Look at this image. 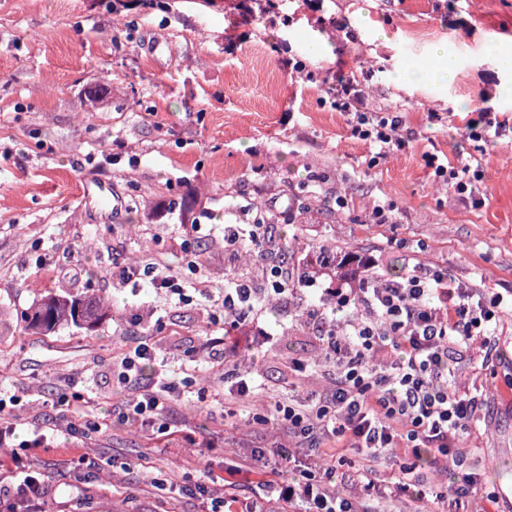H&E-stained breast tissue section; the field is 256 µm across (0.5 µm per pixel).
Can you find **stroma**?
<instances>
[{"label": "stroma", "mask_w": 512, "mask_h": 512, "mask_svg": "<svg viewBox=\"0 0 512 512\" xmlns=\"http://www.w3.org/2000/svg\"><path fill=\"white\" fill-rule=\"evenodd\" d=\"M275 2L255 17L235 0H0V308L16 315L50 291L111 306L92 329L0 330V390L22 398L10 409L18 440L37 420L65 430L69 418L52 404L79 393L87 421L101 426L76 444L61 436L28 450L50 491L45 512H198L190 487L221 490L229 473L243 501L261 492L258 472L279 446L301 467L326 466L262 421L278 397L336 381L332 364L314 365L321 292L285 293L249 336L225 339L215 301L247 276L225 225L262 217L274 238L373 257L378 279L430 266L486 296H512V75L495 64L512 54V0H319L315 12ZM320 35L330 53L307 59L305 41ZM436 45L457 58V78L405 81V64H426ZM346 77L370 111L399 113L404 148L380 158L353 135L326 93ZM486 112L505 122L503 135L464 139ZM428 152L478 167L484 205L436 181ZM89 185L114 207L85 195ZM187 212L200 231L185 225ZM187 240L200 265L187 301L118 281L146 254L177 266ZM139 331L156 354L146 376L162 361L192 383L164 434L118 420L134 388L117 383V369ZM451 359L484 405L455 451L420 463L425 490L399 487L400 452L370 461L349 448L340 495L363 497L367 472L393 489L375 496L376 512H446L445 493L472 473L478 489L512 502V401L499 395L512 372V312L501 313L490 350ZM233 363L261 393L230 394Z\"/></svg>", "instance_id": "35a3bbf8"}]
</instances>
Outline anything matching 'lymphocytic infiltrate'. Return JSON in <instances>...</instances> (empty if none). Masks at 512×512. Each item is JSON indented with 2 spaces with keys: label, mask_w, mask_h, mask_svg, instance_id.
Segmentation results:
<instances>
[{
  "label": "lymphocytic infiltrate",
  "mask_w": 512,
  "mask_h": 512,
  "mask_svg": "<svg viewBox=\"0 0 512 512\" xmlns=\"http://www.w3.org/2000/svg\"><path fill=\"white\" fill-rule=\"evenodd\" d=\"M328 93L336 109L348 114L353 134L379 155L404 147L400 116L368 111L353 81L331 85ZM426 161L454 194L467 196L474 206L483 204L479 175L470 164L445 165L433 154ZM118 277L126 285L150 279L177 297L184 292L177 276L152 257L122 267ZM287 283L283 266L275 265L265 270L263 287L245 280L225 287L218 305L230 330L245 329L270 296L286 293ZM331 297L337 308L363 311L344 333L331 324L321 338L325 360L336 367V382L303 403L276 404L277 421L312 446L332 436L371 456L389 448L402 449L409 460L422 448L448 455L482 409L481 399L457 382L448 352L488 343L497 320L494 305L479 299L476 289L421 266L402 281L339 288ZM174 388L171 381L137 386L122 420L166 432L161 415ZM4 408L0 399V447L13 455L0 472V512H42L47 490L28 460L15 454V427ZM289 457V449L280 448L265 463L260 483L266 493L246 503L244 512H268L273 501L290 512H369L361 501L337 494L335 465L283 478Z\"/></svg>",
  "instance_id": "f902f5d3"
}]
</instances>
